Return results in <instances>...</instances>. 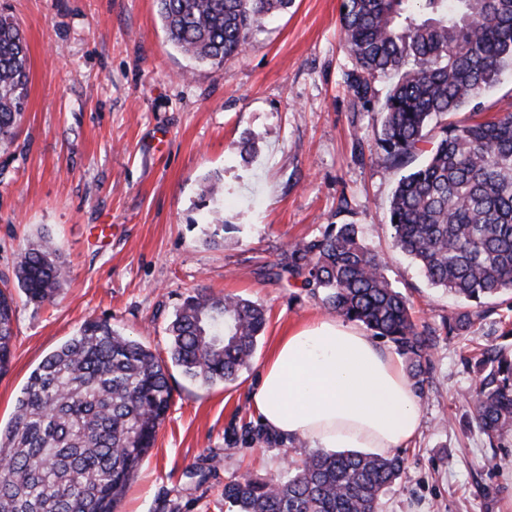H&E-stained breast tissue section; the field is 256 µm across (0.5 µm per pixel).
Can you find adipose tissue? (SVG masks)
<instances>
[{
    "instance_id": "1",
    "label": "adipose tissue",
    "mask_w": 512,
    "mask_h": 512,
    "mask_svg": "<svg viewBox=\"0 0 512 512\" xmlns=\"http://www.w3.org/2000/svg\"><path fill=\"white\" fill-rule=\"evenodd\" d=\"M262 423L319 448L384 455L419 432V397L399 357L354 326L321 318L281 337L252 394Z\"/></svg>"
}]
</instances>
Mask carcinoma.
<instances>
[{"label":"carcinoma","instance_id":"obj_1","mask_svg":"<svg viewBox=\"0 0 512 512\" xmlns=\"http://www.w3.org/2000/svg\"><path fill=\"white\" fill-rule=\"evenodd\" d=\"M168 40L198 62L221 67L244 54L250 35L292 0H157ZM341 28L355 67L347 84L365 107L371 81L396 78L382 113L372 162L405 171L389 204L400 250L436 288L481 306L512 293V111L450 122L448 115L512 72V0H343ZM29 64L19 24L0 14V140L24 112ZM425 161L412 169L424 145ZM224 193L207 179L202 206ZM336 316L391 343L424 394L433 339L418 330L406 297L355 224H331L296 244L285 264ZM14 277L30 302L58 294L64 266L44 236L19 256ZM15 301L0 289V374L13 359ZM478 315L454 313L447 338L470 331ZM266 326L249 299L199 289L168 327L169 356L203 383L232 382L252 359ZM466 401L489 446L512 437V354L485 349ZM171 403L168 368L148 346L106 320L76 336L30 374L12 420L0 433V512H117ZM406 470L399 455L316 450L283 477L224 483L230 512H381Z\"/></svg>","mask_w":512,"mask_h":512}]
</instances>
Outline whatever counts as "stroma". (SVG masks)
Wrapping results in <instances>:
<instances>
[{"mask_svg": "<svg viewBox=\"0 0 512 512\" xmlns=\"http://www.w3.org/2000/svg\"><path fill=\"white\" fill-rule=\"evenodd\" d=\"M341 2L292 0L242 56L212 67L171 45L155 0H0L30 60L22 120L0 142V278L16 288L19 253L44 235L65 270L54 302L16 297L0 426L31 372L85 321H109L165 360L167 326L196 289L267 312L234 382L204 385L170 367V410L119 512H227L225 482L280 475L311 452L272 434L250 394L278 338L327 314L300 282L269 269L331 224L359 226L434 338L422 425L382 512H512V441L489 448L462 399L477 380L471 359L512 349V297L490 300L474 331L446 338L444 318L468 306L432 287L394 244L396 178L370 160L380 112L356 105L345 84L353 63ZM250 133L257 150L245 160ZM214 174L224 181L220 225L199 207ZM493 454L502 463L492 470Z\"/></svg>", "mask_w": 512, "mask_h": 512, "instance_id": "stroma-1", "label": "stroma"}]
</instances>
